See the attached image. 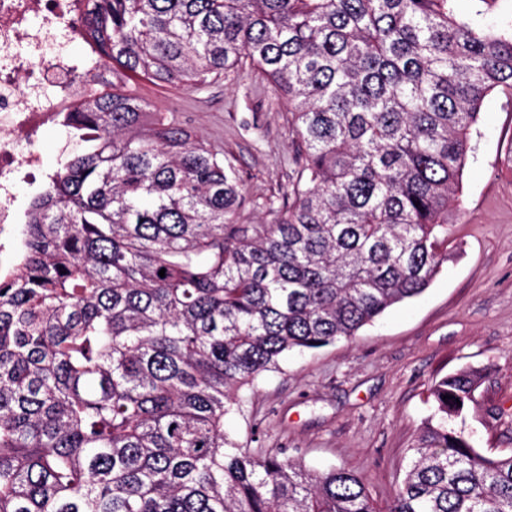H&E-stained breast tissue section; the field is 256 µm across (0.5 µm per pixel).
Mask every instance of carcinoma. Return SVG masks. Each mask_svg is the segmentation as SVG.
Returning <instances> with one entry per match:
<instances>
[{
  "label": "carcinoma",
  "instance_id": "obj_1",
  "mask_svg": "<svg viewBox=\"0 0 512 512\" xmlns=\"http://www.w3.org/2000/svg\"><path fill=\"white\" fill-rule=\"evenodd\" d=\"M480 2L506 5L495 26L455 0H87L84 40L124 75L256 66L288 105L296 182L275 223L237 224L239 173L184 126L110 83L82 106V150L0 280V512H512V456L448 425L477 369L431 386L384 511L356 471L224 431L259 374L448 261L470 131L488 95L512 103V0Z\"/></svg>",
  "mask_w": 512,
  "mask_h": 512
}]
</instances>
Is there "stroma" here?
<instances>
[{
    "mask_svg": "<svg viewBox=\"0 0 512 512\" xmlns=\"http://www.w3.org/2000/svg\"><path fill=\"white\" fill-rule=\"evenodd\" d=\"M149 111L176 113L243 181L241 224H272L296 177L290 115L273 86L243 63L235 74L175 86L126 76ZM456 252L425 292L350 339L292 354L242 388L224 428L252 455L279 450L307 468L347 466L386 502L429 413L436 378L486 375L466 413L479 450L512 455V106L490 95L471 131Z\"/></svg>",
    "mask_w": 512,
    "mask_h": 512,
    "instance_id": "35a3bbf8",
    "label": "stroma"
}]
</instances>
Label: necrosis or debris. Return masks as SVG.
<instances>
[{"mask_svg":"<svg viewBox=\"0 0 512 512\" xmlns=\"http://www.w3.org/2000/svg\"><path fill=\"white\" fill-rule=\"evenodd\" d=\"M85 0H0V275L11 276L20 186L47 179L39 146L77 111L100 76L99 57H74Z\"/></svg>","mask_w":512,"mask_h":512,"instance_id":"necrosis-or-debris-1","label":"necrosis or debris"}]
</instances>
